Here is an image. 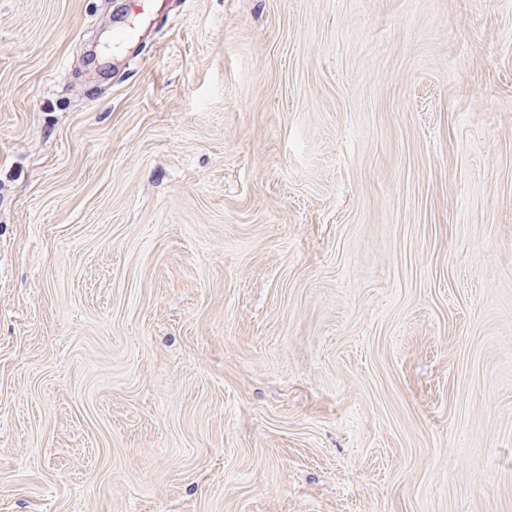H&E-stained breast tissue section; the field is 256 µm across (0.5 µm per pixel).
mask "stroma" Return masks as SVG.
<instances>
[{
    "instance_id": "1",
    "label": "stroma",
    "mask_w": 512,
    "mask_h": 512,
    "mask_svg": "<svg viewBox=\"0 0 512 512\" xmlns=\"http://www.w3.org/2000/svg\"><path fill=\"white\" fill-rule=\"evenodd\" d=\"M0 512H512V0H0Z\"/></svg>"
}]
</instances>
